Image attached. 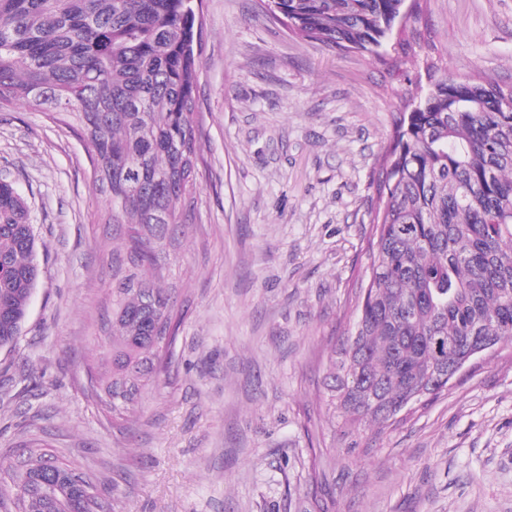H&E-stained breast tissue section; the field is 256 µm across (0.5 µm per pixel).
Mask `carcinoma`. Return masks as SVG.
Segmentation results:
<instances>
[{"instance_id":"1","label":"carcinoma","mask_w":512,"mask_h":512,"mask_svg":"<svg viewBox=\"0 0 512 512\" xmlns=\"http://www.w3.org/2000/svg\"><path fill=\"white\" fill-rule=\"evenodd\" d=\"M404 0H280L290 30L372 51ZM194 0H0V112L22 104L78 126L95 180L126 225L112 276V376L95 390L122 427L158 380L179 324L159 281L196 193ZM376 182L367 284L328 410L344 433L382 429L408 400L448 390L453 358L512 339V86L443 78L397 117ZM26 198L0 179V347L19 336L39 268ZM0 458V512H108L89 474L48 446Z\"/></svg>"}]
</instances>
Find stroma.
<instances>
[{"label": "stroma", "mask_w": 512, "mask_h": 512, "mask_svg": "<svg viewBox=\"0 0 512 512\" xmlns=\"http://www.w3.org/2000/svg\"><path fill=\"white\" fill-rule=\"evenodd\" d=\"M267 0H202L198 190L170 251L167 375L126 430L96 403L123 233L59 114L0 112V176L26 197L40 275L0 349V457L40 440L110 512H512V341L400 424L344 435L326 362L370 263L394 122L444 76L512 85V0H406L375 51L289 30Z\"/></svg>", "instance_id": "35a3bbf8"}]
</instances>
